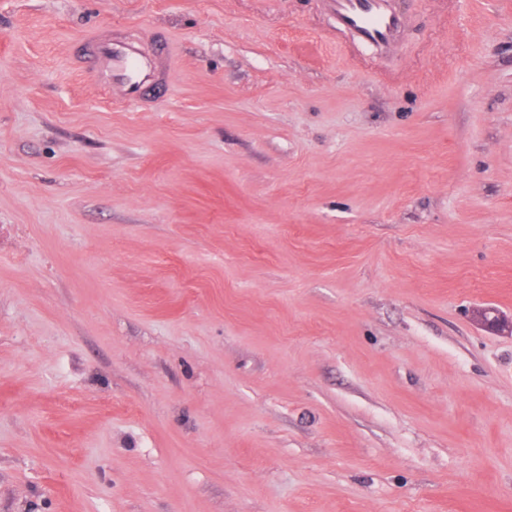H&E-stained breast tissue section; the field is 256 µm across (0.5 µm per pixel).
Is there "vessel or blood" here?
<instances>
[{"label": "vessel or blood", "instance_id": "1", "mask_svg": "<svg viewBox=\"0 0 512 512\" xmlns=\"http://www.w3.org/2000/svg\"><path fill=\"white\" fill-rule=\"evenodd\" d=\"M323 4L337 27L382 56L393 54L406 28L395 0H323ZM80 58L92 63L113 95L127 104L143 102L168 74L164 48L146 46L135 36L120 40L91 36Z\"/></svg>", "mask_w": 512, "mask_h": 512}]
</instances>
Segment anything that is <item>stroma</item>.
Wrapping results in <instances>:
<instances>
[{
  "label": "stroma",
  "instance_id": "obj_1",
  "mask_svg": "<svg viewBox=\"0 0 512 512\" xmlns=\"http://www.w3.org/2000/svg\"><path fill=\"white\" fill-rule=\"evenodd\" d=\"M397 2L0 0V512H512V0ZM323 4L337 27L380 56L393 54L406 28L395 0H324ZM162 47H148L136 36L113 40L93 35L85 41L80 59L93 64L113 95L124 104H139L165 82L168 66Z\"/></svg>",
  "mask_w": 512,
  "mask_h": 512
}]
</instances>
